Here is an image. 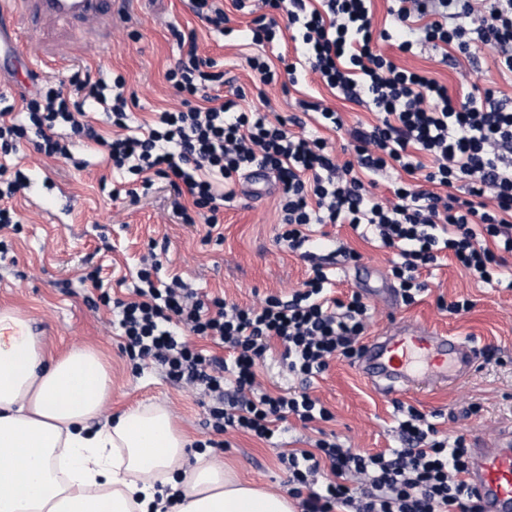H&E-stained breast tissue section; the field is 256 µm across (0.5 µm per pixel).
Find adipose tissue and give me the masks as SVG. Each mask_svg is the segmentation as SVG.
<instances>
[{"label":"adipose tissue","mask_w":512,"mask_h":512,"mask_svg":"<svg viewBox=\"0 0 512 512\" xmlns=\"http://www.w3.org/2000/svg\"><path fill=\"white\" fill-rule=\"evenodd\" d=\"M111 394L97 353L48 352L0 308V512H295L287 494L189 454L162 406L100 422Z\"/></svg>","instance_id":"adipose-tissue-1"}]
</instances>
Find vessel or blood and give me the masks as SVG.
<instances>
[{"label":"vessel or blood","instance_id":"obj_1","mask_svg":"<svg viewBox=\"0 0 512 512\" xmlns=\"http://www.w3.org/2000/svg\"><path fill=\"white\" fill-rule=\"evenodd\" d=\"M0 13L77 29L89 16L111 24L112 0H0ZM478 350L455 332L408 322L370 337L355 363L359 376L386 398L423 392L470 375ZM464 481L481 512H512V425L493 443L473 439Z\"/></svg>","mask_w":512,"mask_h":512}]
</instances>
